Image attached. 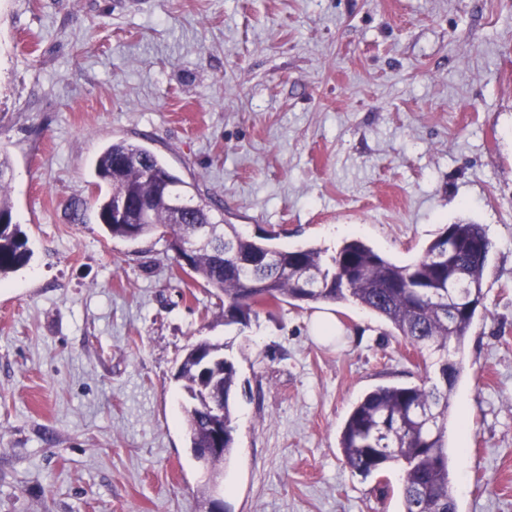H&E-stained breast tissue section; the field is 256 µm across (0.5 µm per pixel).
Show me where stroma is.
Listing matches in <instances>:
<instances>
[{"label":"stroma","mask_w":512,"mask_h":512,"mask_svg":"<svg viewBox=\"0 0 512 512\" xmlns=\"http://www.w3.org/2000/svg\"><path fill=\"white\" fill-rule=\"evenodd\" d=\"M116 140L290 248L358 237L408 264L481 224L450 478L457 512H512V0H0V151L32 250L0 281V512H207L177 378L201 340L239 376L224 512H402L399 470L353 473L339 434L363 393L421 383L420 354L349 303L325 341L314 304L225 324L165 240L100 224Z\"/></svg>","instance_id":"stroma-1"}]
</instances>
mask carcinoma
Returning a JSON list of instances; mask_svg holds the SVG:
<instances>
[{
  "instance_id": "cac0c4a2",
  "label": "carcinoma",
  "mask_w": 512,
  "mask_h": 512,
  "mask_svg": "<svg viewBox=\"0 0 512 512\" xmlns=\"http://www.w3.org/2000/svg\"><path fill=\"white\" fill-rule=\"evenodd\" d=\"M0 158V213H12L5 171ZM94 202L100 223L114 238L136 241L160 234L178 237L191 247L189 269L195 281L224 296V324L248 325L258 307L268 302H350L385 320L412 347L437 357V376L430 383L380 385L366 392L351 408L341 430L339 448L345 463L366 477L397 466L401 470L403 512H456L448 456L449 396L458 380L460 363L448 364V346L461 351L475 314H451L448 290L469 286L484 297L483 271L487 256L470 246L491 242L479 224L454 225L432 239L416 261L401 265L363 240L343 241L335 254L317 246L281 247L273 235H246L233 224L214 221L210 205L194 197L170 167L146 147L119 140L97 158ZM134 201L156 196L152 211L135 224L112 220V200ZM183 203L180 223H173L171 200ZM28 238L18 224L0 228V280L30 260ZM266 260L253 271L242 262ZM315 278L316 288L302 295L293 284L294 270ZM189 406L185 407L186 439L191 448L211 447L215 416L208 400L224 399V455L199 466L218 483L235 448L232 399L237 369L224 356V346L199 341L188 348L177 372Z\"/></svg>"
}]
</instances>
